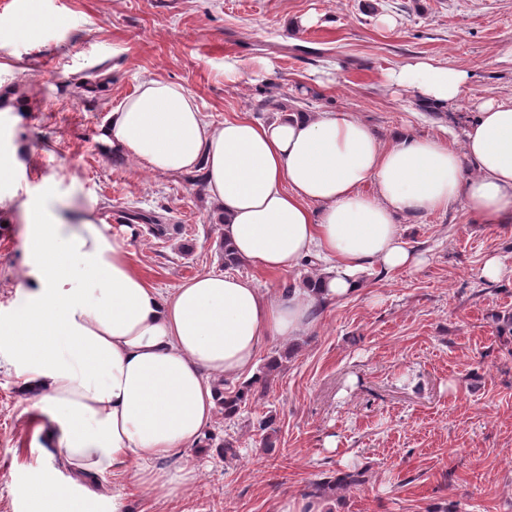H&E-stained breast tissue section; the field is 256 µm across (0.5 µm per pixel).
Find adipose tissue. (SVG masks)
Here are the masks:
<instances>
[{
    "label": "adipose tissue",
    "instance_id": "ef3b65f1",
    "mask_svg": "<svg viewBox=\"0 0 512 512\" xmlns=\"http://www.w3.org/2000/svg\"><path fill=\"white\" fill-rule=\"evenodd\" d=\"M388 83L423 103L453 108L466 70L413 61ZM456 152L407 134L382 147L347 113L285 112L208 124L193 97L142 82L103 136L114 156L160 172L199 171L224 218L235 257L268 272L325 259L313 282L267 299L249 279L205 272L163 295L132 265L126 238L110 235L98 202L46 185L35 197L0 193V211L26 221L23 301L0 316V360L46 420L38 431L73 475L110 473L168 497L193 484L184 465L166 481L155 466L199 445L217 407V379L250 374L266 344L306 334L316 311L357 292L365 265L410 269L418 259L398 220L464 200L482 223L512 220V100L489 99ZM473 166L465 175V166ZM373 193H364L365 185ZM39 484L35 512H127L129 493Z\"/></svg>",
    "mask_w": 512,
    "mask_h": 512
}]
</instances>
